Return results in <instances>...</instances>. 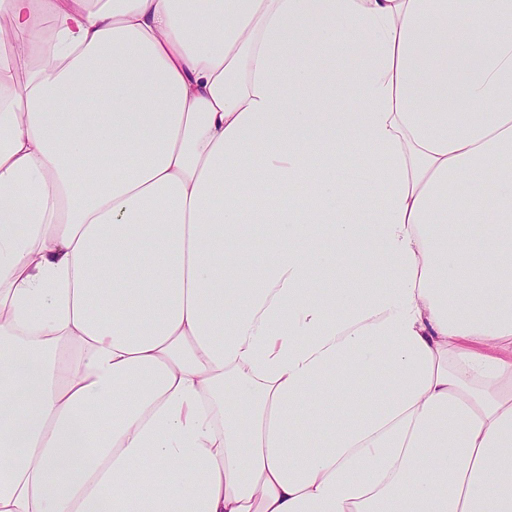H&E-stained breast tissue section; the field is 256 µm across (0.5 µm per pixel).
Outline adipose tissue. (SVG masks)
I'll return each instance as SVG.
<instances>
[{"label": "adipose tissue", "instance_id": "ef3b65f1", "mask_svg": "<svg viewBox=\"0 0 512 512\" xmlns=\"http://www.w3.org/2000/svg\"><path fill=\"white\" fill-rule=\"evenodd\" d=\"M0 15V512H512V0ZM310 61L320 74H331L336 68V74L346 72L354 68L358 63V58L350 55H338L334 58L327 54H314Z\"/></svg>", "mask_w": 512, "mask_h": 512}]
</instances>
